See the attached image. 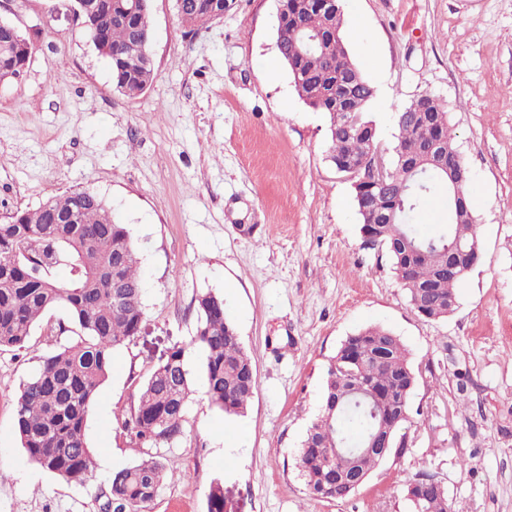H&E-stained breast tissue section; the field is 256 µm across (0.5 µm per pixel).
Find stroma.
<instances>
[{"mask_svg":"<svg viewBox=\"0 0 512 512\" xmlns=\"http://www.w3.org/2000/svg\"><path fill=\"white\" fill-rule=\"evenodd\" d=\"M363 20L353 57L376 89L380 147L423 93L446 106L467 170L481 255L448 317L410 306L385 253L365 249L350 181L327 159L328 121L277 61V0H224L185 35L174 0L151 2L155 79L127 98L73 0H0L31 45L0 82V218L71 191L102 197L128 224L145 307L139 336L112 353L91 406L93 480L67 483L29 460L15 424L22 384L77 341L50 311L24 348L0 349V512H100L112 472L153 457L175 470L149 512H411L407 481L435 475L454 512H512V0H343ZM224 299L258 388L243 416L211 405L193 345L197 298ZM393 330L419 372L390 455L342 501L309 496L298 449L319 412L328 363L346 336ZM185 349L192 393L184 435L138 445L117 417L150 367Z\"/></svg>","mask_w":512,"mask_h":512,"instance_id":"35a3bbf8","label":"stroma"}]
</instances>
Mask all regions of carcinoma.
I'll return each mask as SVG.
<instances>
[{
	"mask_svg": "<svg viewBox=\"0 0 512 512\" xmlns=\"http://www.w3.org/2000/svg\"><path fill=\"white\" fill-rule=\"evenodd\" d=\"M276 46L298 96L326 114L328 158L334 167L381 154L386 186L373 199L395 213L393 224H371L359 193H354L360 231L373 234L369 249L386 253L406 288L411 307L427 319H441L458 305L467 273L454 267L468 253L478 262V226L469 200L447 198L448 223L432 232L413 224L414 213L429 205L433 187L446 179L441 166L463 164L442 101L427 93L412 99L397 115L392 150L347 136L337 124L344 84H351L349 113L358 124L373 122L375 89L355 63L342 30L343 7L336 0H277ZM185 34L206 28V19L224 0H175ZM151 0H84L83 17L92 41L111 66L116 92L127 98L144 93L155 73L150 51ZM29 41L0 27V82L16 78L28 62ZM442 146L438 166L415 169L401 161L424 152V133ZM68 261L73 278L60 284L50 270ZM121 287H114L115 283ZM67 309L83 331L76 342L45 355L38 371L22 384L15 411L22 448L31 461L65 481L92 476L93 457L85 437L87 417L108 377L111 352L131 341L145 320L138 258L130 228L116 221L104 200L89 191L55 196L37 208L0 221V349L25 346L34 326L51 310ZM198 327L192 343L205 353L206 393L227 416H241L257 388V378L234 324L224 314L223 297H198ZM185 348L173 349L140 384L137 400L121 419L133 441L171 442L184 434L183 416L191 394ZM417 374L402 339L382 326H367L347 336L330 359L321 412L307 428L297 465L312 497L343 500L349 485L336 473L370 477L381 462L376 448L407 447L403 425ZM344 449L336 457L335 449ZM175 472L149 458L112 473L99 496L100 512H143ZM411 512H451L448 491L431 475L408 481ZM208 512H224V489L211 486Z\"/></svg>",
	"mask_w": 512,
	"mask_h": 512,
	"instance_id": "carcinoma-1",
	"label": "carcinoma"
}]
</instances>
